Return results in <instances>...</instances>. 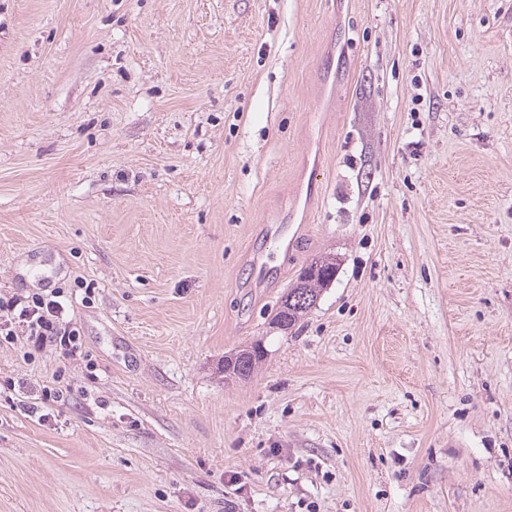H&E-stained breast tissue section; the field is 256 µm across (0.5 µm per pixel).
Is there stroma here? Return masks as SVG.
<instances>
[{"instance_id":"1","label":"stroma","mask_w":512,"mask_h":512,"mask_svg":"<svg viewBox=\"0 0 512 512\" xmlns=\"http://www.w3.org/2000/svg\"><path fill=\"white\" fill-rule=\"evenodd\" d=\"M53 289L0 512H512V0H0V295ZM323 258L325 259L323 260L325 262L324 273L317 276L322 269V263L318 259L312 260L302 271V278L306 281H301L299 276L298 282L292 288H288V292L282 296L280 305L271 322L282 321L286 325V330L291 329L304 318L316 304L323 288H325L336 275V262H333L335 259L330 258V256H324ZM316 276V279L307 280ZM306 293L310 298V303L306 306L305 304L298 305L296 301L298 294ZM292 297L294 299L290 304ZM260 343H255L250 346V349H243L239 351L237 354H244L236 363H234V369L241 376L240 380H246L252 376L255 372L258 364L266 356V349L259 345Z\"/></svg>"}]
</instances>
